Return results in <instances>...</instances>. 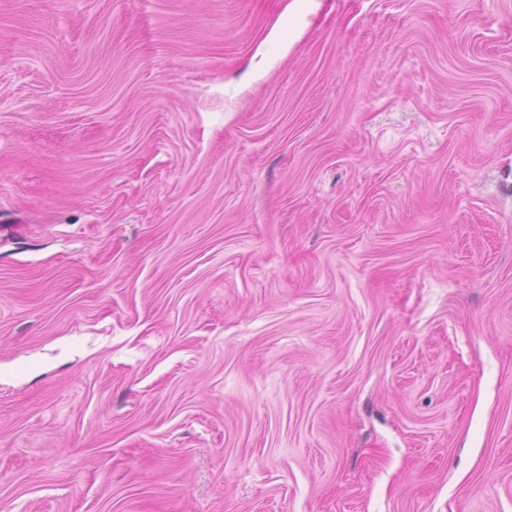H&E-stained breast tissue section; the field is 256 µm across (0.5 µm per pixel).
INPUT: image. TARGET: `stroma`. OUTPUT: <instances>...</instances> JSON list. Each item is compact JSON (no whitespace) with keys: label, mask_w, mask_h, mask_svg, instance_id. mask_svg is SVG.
<instances>
[{"label":"stroma","mask_w":512,"mask_h":512,"mask_svg":"<svg viewBox=\"0 0 512 512\" xmlns=\"http://www.w3.org/2000/svg\"><path fill=\"white\" fill-rule=\"evenodd\" d=\"M0 512H512V0H0Z\"/></svg>","instance_id":"1"}]
</instances>
